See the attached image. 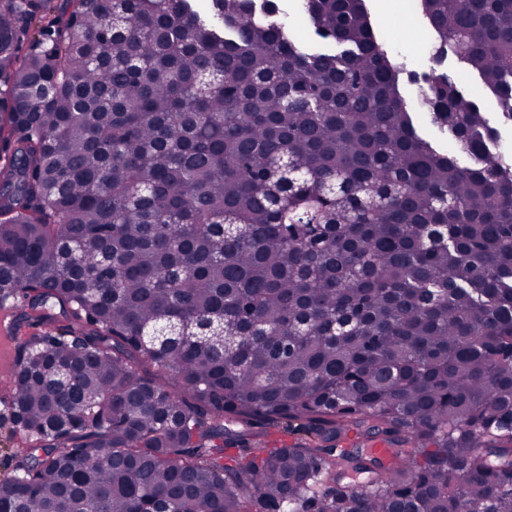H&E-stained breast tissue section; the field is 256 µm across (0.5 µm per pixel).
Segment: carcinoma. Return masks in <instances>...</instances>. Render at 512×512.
<instances>
[{
    "label": "carcinoma",
    "mask_w": 512,
    "mask_h": 512,
    "mask_svg": "<svg viewBox=\"0 0 512 512\" xmlns=\"http://www.w3.org/2000/svg\"><path fill=\"white\" fill-rule=\"evenodd\" d=\"M195 2L0 0V512H512L497 129L431 72L421 137L365 0ZM421 9L512 123V0ZM20 313H21L20 310L13 308L12 314H11L10 336H2L5 345L10 344L11 336H14L12 359H11V362L9 363V367L5 368V370H7L9 372V374L14 370L19 348L24 343L26 338L28 336H31V334L35 332V329H33V328H28L26 326H22V327L17 326L16 327L14 325V320H16V325H17V319L19 318ZM11 379H0V484L13 475L14 454L17 448L29 444V437L19 429L12 428L7 404L10 398Z\"/></svg>",
    "instance_id": "1"
}]
</instances>
